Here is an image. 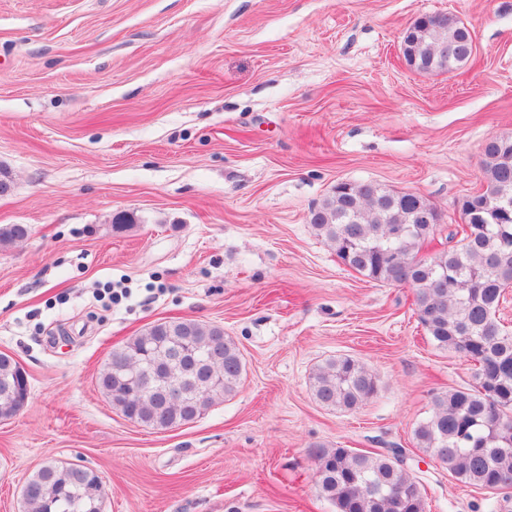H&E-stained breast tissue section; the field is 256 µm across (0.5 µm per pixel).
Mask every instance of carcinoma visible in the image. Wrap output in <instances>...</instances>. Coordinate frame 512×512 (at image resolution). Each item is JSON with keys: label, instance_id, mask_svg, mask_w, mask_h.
<instances>
[{"label": "carcinoma", "instance_id": "1", "mask_svg": "<svg viewBox=\"0 0 512 512\" xmlns=\"http://www.w3.org/2000/svg\"><path fill=\"white\" fill-rule=\"evenodd\" d=\"M405 61L422 72H451L469 61V28L446 14L415 19L402 36ZM512 138L483 150L485 185L463 199L455 244L431 255L423 246L437 225L420 220L418 198L373 182H339L309 221L337 259L371 282L407 286L430 340L473 362V385L437 393L412 430L415 447L457 481L482 490L512 488V334L497 317L512 286ZM26 224H1L0 248L28 238ZM243 360L224 328L194 319L158 321L112 349L100 370L101 391L128 419L156 430L189 424L232 395ZM316 400L354 410L377 393L370 371L334 357L311 376ZM29 397L25 370L0 352V419ZM320 494L336 512H425L419 482L394 455L316 445ZM24 512H103L99 475L49 458L27 480Z\"/></svg>", "mask_w": 512, "mask_h": 512}]
</instances>
